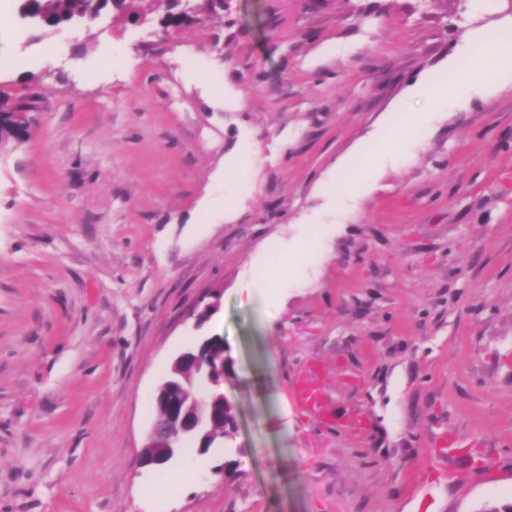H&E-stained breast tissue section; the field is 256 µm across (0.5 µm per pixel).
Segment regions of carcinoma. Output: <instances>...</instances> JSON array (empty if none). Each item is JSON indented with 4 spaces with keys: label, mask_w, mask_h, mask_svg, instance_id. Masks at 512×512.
<instances>
[{
    "label": "carcinoma",
    "mask_w": 512,
    "mask_h": 512,
    "mask_svg": "<svg viewBox=\"0 0 512 512\" xmlns=\"http://www.w3.org/2000/svg\"><path fill=\"white\" fill-rule=\"evenodd\" d=\"M18 14L30 26L54 32L114 11L137 15L142 11L160 10L158 17L163 35L189 26L183 0H17ZM35 102L27 98L12 103L0 97V145L20 142L28 136Z\"/></svg>",
    "instance_id": "1"
}]
</instances>
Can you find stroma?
Returning <instances> with one entry per match:
<instances>
[{"label":"stroma","mask_w":512,"mask_h":512,"mask_svg":"<svg viewBox=\"0 0 512 512\" xmlns=\"http://www.w3.org/2000/svg\"><path fill=\"white\" fill-rule=\"evenodd\" d=\"M0 15V56L27 59L0 94L39 99L0 147V512L512 501V82L446 112L418 91L512 0H224L163 40L154 11L55 34ZM400 106L414 147L337 199V163L396 137ZM198 335L239 427L174 490L194 453L140 457ZM314 371L322 418L294 394ZM316 235L310 236L303 247L291 258H285L276 270L270 269L262 277L256 278L253 282V288H262L278 276L286 275L300 264L304 263L306 257L311 254L314 246L316 247Z\"/></svg>","instance_id":"obj_1"}]
</instances>
